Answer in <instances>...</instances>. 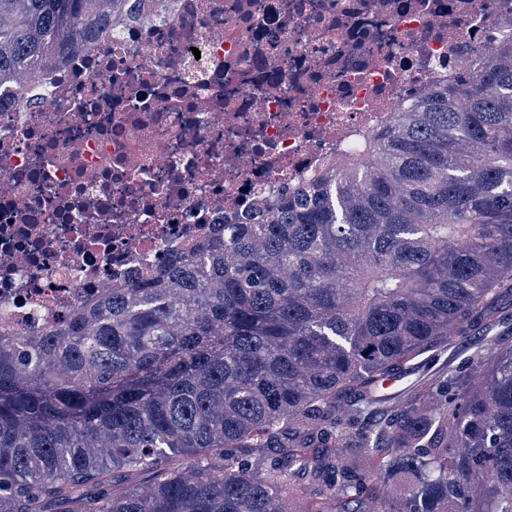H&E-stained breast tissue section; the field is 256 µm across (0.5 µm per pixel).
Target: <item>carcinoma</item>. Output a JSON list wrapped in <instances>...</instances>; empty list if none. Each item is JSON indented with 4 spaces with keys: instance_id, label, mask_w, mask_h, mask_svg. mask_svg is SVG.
<instances>
[{
    "instance_id": "cac0c4a2",
    "label": "carcinoma",
    "mask_w": 512,
    "mask_h": 512,
    "mask_svg": "<svg viewBox=\"0 0 512 512\" xmlns=\"http://www.w3.org/2000/svg\"><path fill=\"white\" fill-rule=\"evenodd\" d=\"M130 0H0V85ZM512 297V42L253 224L20 340L0 326V512H512V345L376 384ZM117 473L150 475L112 491Z\"/></svg>"
}]
</instances>
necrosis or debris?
Listing matches in <instances>:
<instances>
[{"instance_id": "obj_1", "label": "necrosis or debris", "mask_w": 512, "mask_h": 512, "mask_svg": "<svg viewBox=\"0 0 512 512\" xmlns=\"http://www.w3.org/2000/svg\"><path fill=\"white\" fill-rule=\"evenodd\" d=\"M512 0H140L0 86V322L24 339L350 153Z\"/></svg>"}]
</instances>
